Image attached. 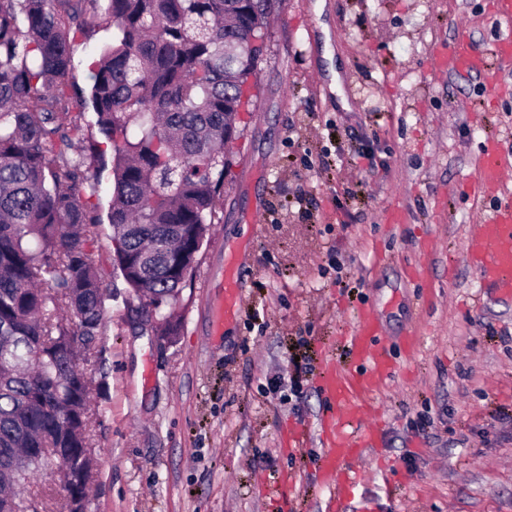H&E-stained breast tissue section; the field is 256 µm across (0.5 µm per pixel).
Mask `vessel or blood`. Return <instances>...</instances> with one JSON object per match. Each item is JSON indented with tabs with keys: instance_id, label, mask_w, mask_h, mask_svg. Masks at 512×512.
Returning <instances> with one entry per match:
<instances>
[{
	"instance_id": "1",
	"label": "vessel or blood",
	"mask_w": 512,
	"mask_h": 512,
	"mask_svg": "<svg viewBox=\"0 0 512 512\" xmlns=\"http://www.w3.org/2000/svg\"><path fill=\"white\" fill-rule=\"evenodd\" d=\"M436 64L452 74L475 73L486 84L498 86V74L489 64L484 53L474 47L467 37H458L453 49L438 55ZM503 164L496 145H488L482 152L476 175L477 189L488 196L497 195L503 188ZM471 262L479 272L482 282L494 293L512 296V203L499 204L484 221L480 232L467 245ZM238 263L229 259L224 269V299L213 313L216 324L237 318L240 308ZM377 326L372 318H365L355 327L349 342L357 358L370 362L368 370L354 371L343 367L328 369L325 391L335 401L337 413L324 420L322 431L327 437L328 451L323 460L327 485L333 491L331 504H339L346 486L351 483L349 472L339 464V449L356 453L372 447L377 438L376 430L369 429L350 434L346 425L358 420L363 411L362 400L372 390L388 379L393 367L376 343Z\"/></svg>"
}]
</instances>
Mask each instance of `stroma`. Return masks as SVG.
I'll return each mask as SVG.
<instances>
[{"label": "stroma", "mask_w": 512, "mask_h": 512, "mask_svg": "<svg viewBox=\"0 0 512 512\" xmlns=\"http://www.w3.org/2000/svg\"><path fill=\"white\" fill-rule=\"evenodd\" d=\"M490 2L280 0L174 339L128 310L102 226L90 512H325L324 370L355 366L369 315L394 371L349 426L378 437L341 458V512H512V298L466 252L498 204L470 190L485 144L512 195V61L503 95L434 58L461 34L492 52ZM104 42L76 36L80 86ZM228 255L241 312L218 332Z\"/></svg>", "instance_id": "1"}]
</instances>
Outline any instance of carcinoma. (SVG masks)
<instances>
[{
	"label": "carcinoma",
	"instance_id": "1",
	"mask_svg": "<svg viewBox=\"0 0 512 512\" xmlns=\"http://www.w3.org/2000/svg\"><path fill=\"white\" fill-rule=\"evenodd\" d=\"M277 0H0V512H29L14 489L55 469L68 512L94 473L83 367L95 357L105 299L89 246L97 195L114 267L155 334L177 306L210 228L224 219L225 134L239 130L246 50ZM110 31L90 90L70 80L74 35ZM105 143L89 141L86 113Z\"/></svg>",
	"mask_w": 512,
	"mask_h": 512
}]
</instances>
